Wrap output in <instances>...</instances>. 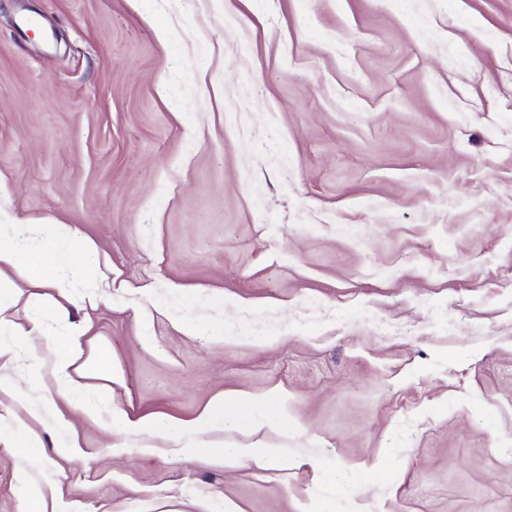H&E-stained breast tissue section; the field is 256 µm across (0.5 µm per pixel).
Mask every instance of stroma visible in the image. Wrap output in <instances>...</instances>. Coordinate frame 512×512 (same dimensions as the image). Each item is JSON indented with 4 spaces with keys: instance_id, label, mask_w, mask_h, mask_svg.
I'll list each match as a JSON object with an SVG mask.
<instances>
[{
    "instance_id": "1",
    "label": "stroma",
    "mask_w": 512,
    "mask_h": 512,
    "mask_svg": "<svg viewBox=\"0 0 512 512\" xmlns=\"http://www.w3.org/2000/svg\"><path fill=\"white\" fill-rule=\"evenodd\" d=\"M0 178L97 249L45 320L109 349L90 400L275 393L295 461L120 452L60 399L76 461L0 397V512H512V0H0ZM12 448L28 458H40L47 453L46 448L35 436L24 431L18 434L12 433Z\"/></svg>"
}]
</instances>
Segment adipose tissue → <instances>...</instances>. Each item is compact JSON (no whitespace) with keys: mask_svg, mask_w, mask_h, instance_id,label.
Instances as JSON below:
<instances>
[{"mask_svg":"<svg viewBox=\"0 0 512 512\" xmlns=\"http://www.w3.org/2000/svg\"><path fill=\"white\" fill-rule=\"evenodd\" d=\"M96 253L80 234L67 224L53 225L50 236L44 237L35 228H27L15 236L0 235V269L21 270L35 285L60 286L64 278L77 274L80 267H93ZM12 289L0 284V334L9 332V339L0 337V397L6 396L24 405L29 415H37L49 407L46 397H33L19 388L15 369L22 350L34 347L45 334L41 312L29 317L28 327L13 322L8 309ZM86 332L76 329L65 336L61 347L48 350L49 365L56 392L74 402L86 415L94 416L97 409L84 401L85 384L80 380L83 369H90L104 378L112 376V360L102 349L87 352ZM246 426L253 438L249 441L227 443L218 440L227 423ZM110 423L135 447L148 452L156 438L172 440L174 453H204L214 464L234 468L248 461L258 463H287L280 448L257 440V433L271 424L287 425L288 411L274 398L256 399L246 394H234L215 399L196 418L189 421L160 419L154 416H131L125 410L111 408Z\"/></svg>","mask_w":512,"mask_h":512,"instance_id":"obj_1","label":"adipose tissue"}]
</instances>
